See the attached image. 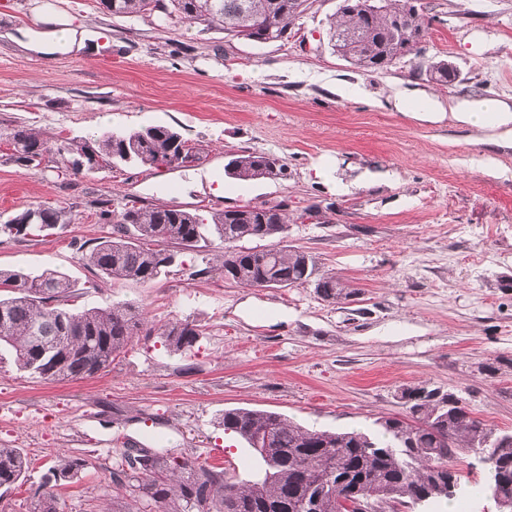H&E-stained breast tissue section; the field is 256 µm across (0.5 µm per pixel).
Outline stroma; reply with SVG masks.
<instances>
[{
  "mask_svg": "<svg viewBox=\"0 0 512 512\" xmlns=\"http://www.w3.org/2000/svg\"><path fill=\"white\" fill-rule=\"evenodd\" d=\"M339 0H312L288 40H231L223 31L117 18L97 0H0V132L38 128L62 139L146 126L178 129L195 160L179 168L104 166L58 176L0 151V227L29 206L65 221L17 240L0 230V268L67 273L75 308L128 304L147 312L134 345L90 379L55 383L0 352V447L30 459L0 512H30L59 456L84 459L56 486L60 512H136L109 473L126 444L207 464L222 450L226 477L256 462L225 435V409L271 410L321 430L367 429L401 416L403 388L452 393L512 432V142H479L434 104H512V0H422L425 43L382 73H363L328 45ZM83 30V52L28 53L23 42L59 23ZM445 59L459 76L433 83ZM405 91L396 105V91ZM249 150L282 160L277 179L237 180L224 166ZM349 184L337 193L336 181ZM176 205L207 214L287 202L285 245L312 256L358 292L324 301L314 286L248 288L202 275L217 247L182 253L153 283L105 279L82 249L110 235L96 202ZM320 209L304 218L308 206ZM188 319L202 334L171 351L158 330ZM454 466L479 495L438 512H497L477 455Z\"/></svg>",
  "mask_w": 512,
  "mask_h": 512,
  "instance_id": "stroma-1",
  "label": "stroma"
}]
</instances>
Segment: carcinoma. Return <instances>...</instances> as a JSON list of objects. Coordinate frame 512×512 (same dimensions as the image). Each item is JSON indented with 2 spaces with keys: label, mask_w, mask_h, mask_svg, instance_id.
Wrapping results in <instances>:
<instances>
[{
  "label": "carcinoma",
  "mask_w": 512,
  "mask_h": 512,
  "mask_svg": "<svg viewBox=\"0 0 512 512\" xmlns=\"http://www.w3.org/2000/svg\"><path fill=\"white\" fill-rule=\"evenodd\" d=\"M308 0H100L118 17H155L217 28L224 34L255 41L272 30L288 39V30L307 9ZM366 14L360 0H340L330 19L328 38L334 52L363 72L388 70L403 44L428 33L429 21L410 0H375ZM426 74L446 86L457 76L448 61L428 64ZM9 158L21 166L56 162L66 175L96 166L132 164L173 166L190 155L187 141L173 127L147 126L130 133L104 132L96 138L58 142L27 128L4 140ZM285 170L280 159L264 153H232L227 174L241 180L268 179ZM100 218L112 233L85 252L87 265L112 279L150 283L166 273L177 258L170 247L199 251L218 241L224 254L201 270L252 288H293L314 284L320 297L334 303L355 294L351 285L327 273L315 276L312 257L281 244L288 229V204H245L205 217L169 205H127L112 209L99 202ZM65 212L44 205L27 208L4 226L16 238L35 237L64 221ZM269 240L262 248H245V240ZM77 284L67 274L46 269L33 276L0 270V349L13 355L17 369L32 377L66 382L93 377L126 351L145 324L127 305L72 307ZM169 348L185 352L200 329L192 321L159 328ZM408 415L381 417L376 429L311 430L284 415L247 408L224 410V432L238 437L259 460L254 480L239 483L224 470L171 457L151 448L131 457L121 453L112 468V483L153 512H341L340 495L350 490L358 500H371L379 512L448 501L463 494L453 459L471 451L489 459L488 488L512 498V433L498 432L474 416L453 394L425 387L401 391ZM270 439L257 450L258 442ZM84 460L68 456L50 470L47 482L68 481L84 468ZM29 461L17 448H0V488L24 480ZM31 512H59L57 497L45 489L34 494Z\"/></svg>",
  "instance_id": "1"
}]
</instances>
